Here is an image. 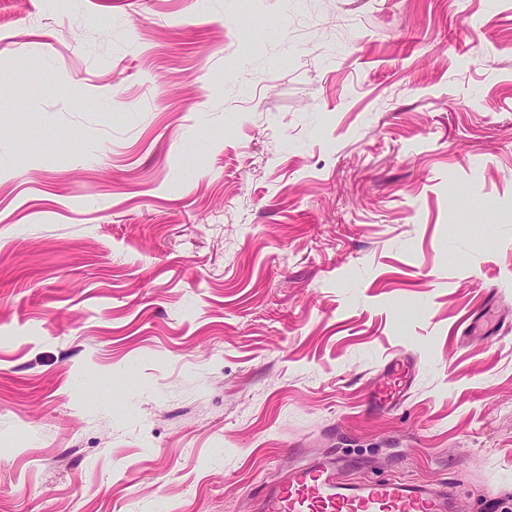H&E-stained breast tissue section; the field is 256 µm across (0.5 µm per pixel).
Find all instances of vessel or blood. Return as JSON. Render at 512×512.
Returning <instances> with one entry per match:
<instances>
[{
    "label": "vessel or blood",
    "instance_id": "b4317fda",
    "mask_svg": "<svg viewBox=\"0 0 512 512\" xmlns=\"http://www.w3.org/2000/svg\"><path fill=\"white\" fill-rule=\"evenodd\" d=\"M413 380L409 357L387 361L369 396V410H391ZM337 471V462L325 458L295 466L267 488L259 512H448L450 490L398 480L349 482L339 479Z\"/></svg>",
    "mask_w": 512,
    "mask_h": 512
}]
</instances>
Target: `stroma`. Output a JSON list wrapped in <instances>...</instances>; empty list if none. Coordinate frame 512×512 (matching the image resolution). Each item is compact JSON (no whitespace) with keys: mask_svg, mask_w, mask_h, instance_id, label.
Returning a JSON list of instances; mask_svg holds the SVG:
<instances>
[{"mask_svg":"<svg viewBox=\"0 0 512 512\" xmlns=\"http://www.w3.org/2000/svg\"><path fill=\"white\" fill-rule=\"evenodd\" d=\"M305 456L512 510V0H0V512ZM414 363L406 356H397L387 361L380 375V386L370 393L368 408L374 412L391 410L403 392L414 380Z\"/></svg>","mask_w":512,"mask_h":512,"instance_id":"stroma-1","label":"stroma"}]
</instances>
